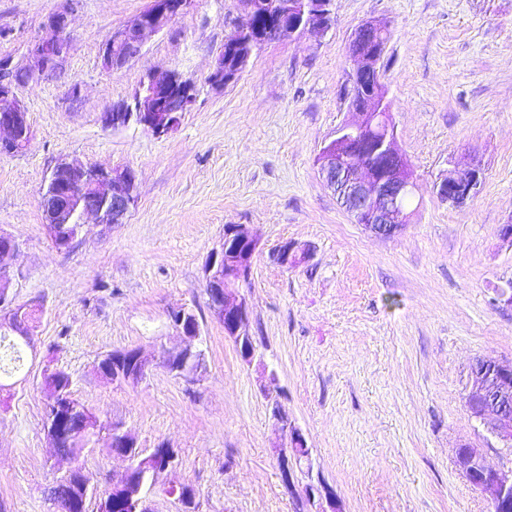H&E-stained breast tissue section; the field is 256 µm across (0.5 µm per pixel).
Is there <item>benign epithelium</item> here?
<instances>
[{"label":"benign epithelium","mask_w":512,"mask_h":512,"mask_svg":"<svg viewBox=\"0 0 512 512\" xmlns=\"http://www.w3.org/2000/svg\"><path fill=\"white\" fill-rule=\"evenodd\" d=\"M247 15L234 39L224 44V52L238 53L235 73H224V56H219L207 80L215 86L233 82L249 64L253 50L274 41L275 32L284 31L288 37L309 30L326 31L332 23L331 0H276L274 9L267 12L273 23L266 28L257 26L254 17L261 0H240ZM192 4V0H151L149 7L129 25L115 31L103 45L101 64L108 72L119 70L137 60L146 43L162 32ZM70 4L51 13L47 26L53 35L36 42L30 55L32 63L21 65L11 58L0 60V138L1 153L24 150L32 137L27 109L17 98L14 89L33 81L49 78L60 72L67 61L72 40L69 33ZM370 35L381 48H386L390 36L384 23L368 21L354 33L349 55L354 67L347 73L345 83L350 93L345 96L347 111L355 118L341 124L325 140L316 157L319 173L339 201L371 232L390 237L409 223L410 213L402 201L415 195L417 184L406 156L399 149L393 123L391 104L386 98L383 83V55L365 54L357 49L363 36ZM195 101L194 86L175 72L162 77L150 76L134 93V105L119 103L101 115L102 125L119 130L130 123L161 137L171 131L183 113ZM374 159L373 168H360L354 160L364 151ZM482 172L477 166L450 169L435 183L436 195L455 206L473 197L481 183ZM135 184L129 169H112L61 161L52 171L50 182L42 196L46 227L58 248L70 245L72 239L58 233L67 224H82L92 215L100 224H123L137 205V198L126 189ZM259 242L244 224L224 226V237L214 247L204 265V280L213 316L224 325L225 337L235 344L241 358L249 362L255 354V340L246 332L250 322L247 295L242 292L249 281ZM11 278L0 265V324L9 328L21 314L12 305L8 292ZM172 321L182 338L180 348L164 352L165 364L187 362L199 352L200 326L192 310L181 308L172 313ZM471 390L465 407L470 418L486 426L506 448L512 446V365L479 360L471 369ZM275 375L269 376L263 394L272 408V415L283 436L279 445L278 466L285 490L298 493L295 465L299 461L297 447L305 445L300 430L282 410L274 388ZM47 422L53 425L48 433L52 447L61 445V425L75 415L76 409L67 400L53 394L47 398ZM81 432L99 437L97 416L89 409L77 420ZM112 454L123 458V471L112 475V493L128 497L131 512H155L152 502L134 492L126 481L133 468L138 447L136 439L120 422L112 423L109 433ZM144 464L162 475L175 466L178 450L169 446L156 455L142 454ZM456 470L474 488L491 497L493 512H503L512 503V468L495 469L485 464L482 449L469 443L459 445L453 459ZM304 502L311 512H343L336 494L325 481L308 484L303 489Z\"/></svg>","instance_id":"benign-epithelium-1"}]
</instances>
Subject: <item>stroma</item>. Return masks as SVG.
Returning a JSON list of instances; mask_svg holds the SVG:
<instances>
[{
    "label": "stroma",
    "instance_id": "1",
    "mask_svg": "<svg viewBox=\"0 0 512 512\" xmlns=\"http://www.w3.org/2000/svg\"><path fill=\"white\" fill-rule=\"evenodd\" d=\"M151 0H75L72 49L56 77L18 87L33 132L0 154V231L20 244L10 291L37 309L35 356L0 391V512H56L47 489L73 465L98 492L125 463L106 442L79 460L55 456L43 429V373L60 368L73 396L120 422L139 448H177L164 481L197 492L198 512H297L277 462L278 430L262 394L279 400L311 450L301 483L324 479L345 512H492L455 469L463 442L493 468L505 448L465 408L479 358L512 363V0H334L328 32L264 46L221 88L207 77L245 23L239 0H193L121 70L101 66L109 35ZM60 0H0V57L24 62L48 36ZM389 24L386 89L398 143L418 185L394 236L357 224L314 159L346 118L349 44L365 21ZM195 86L167 135L101 115L150 74ZM81 95L71 98V84ZM131 169L138 203L123 224L87 222L69 248L50 239L41 199L58 161ZM480 164L483 184L461 206L433 190L449 165ZM228 224L258 239L245 363L212 316L203 267ZM305 258L283 267L284 244ZM193 310L204 369L190 383L163 366L180 346L171 314ZM138 348L146 378H102V355Z\"/></svg>",
    "mask_w": 512,
    "mask_h": 512
}]
</instances>
